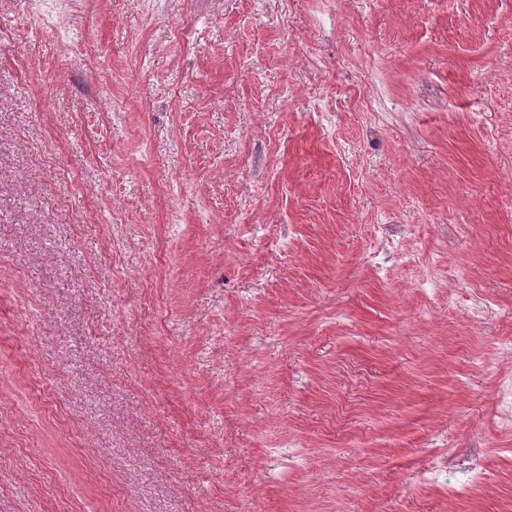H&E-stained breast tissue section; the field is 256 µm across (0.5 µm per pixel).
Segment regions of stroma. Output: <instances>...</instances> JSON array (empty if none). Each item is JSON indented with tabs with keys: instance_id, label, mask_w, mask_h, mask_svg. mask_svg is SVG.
Here are the masks:
<instances>
[{
	"instance_id": "stroma-1",
	"label": "stroma",
	"mask_w": 512,
	"mask_h": 512,
	"mask_svg": "<svg viewBox=\"0 0 512 512\" xmlns=\"http://www.w3.org/2000/svg\"><path fill=\"white\" fill-rule=\"evenodd\" d=\"M508 339L512 0H0V512H512Z\"/></svg>"
}]
</instances>
